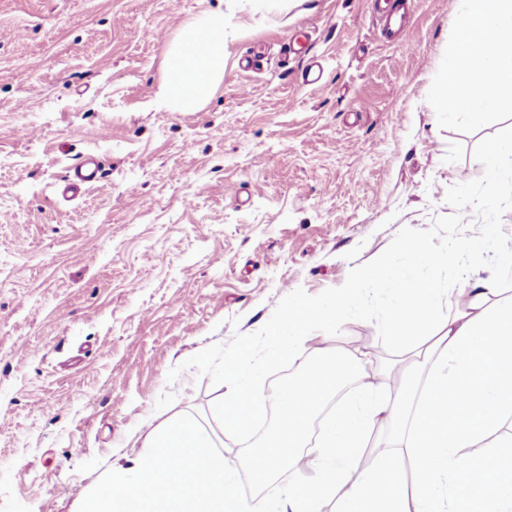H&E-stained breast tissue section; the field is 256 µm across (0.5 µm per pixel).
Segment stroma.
<instances>
[{
  "instance_id": "obj_1",
  "label": "stroma",
  "mask_w": 512,
  "mask_h": 512,
  "mask_svg": "<svg viewBox=\"0 0 512 512\" xmlns=\"http://www.w3.org/2000/svg\"><path fill=\"white\" fill-rule=\"evenodd\" d=\"M460 7L413 0L395 47L375 0H0V512H71L157 425L215 430L226 388L189 358L452 214L448 188L512 125L436 101ZM213 12L228 37L211 98L160 106L171 43ZM87 154L101 179L63 199ZM467 277L512 290L490 252L449 260L443 286ZM363 303L322 333L341 356L371 335V368L397 381L400 346L374 328L389 296Z\"/></svg>"
}]
</instances>
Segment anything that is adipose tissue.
I'll list each match as a JSON object with an SVG mask.
<instances>
[{"mask_svg":"<svg viewBox=\"0 0 512 512\" xmlns=\"http://www.w3.org/2000/svg\"><path fill=\"white\" fill-rule=\"evenodd\" d=\"M454 46L461 61L448 66L439 93L443 108L454 110L463 91L469 94L472 124L512 108V0H462ZM223 74L224 17L205 15L172 45L158 100L167 107H195ZM404 248L423 274L401 281L387 319L378 325L414 352L411 373L398 390L371 380L357 356L338 360L314 344L316 329L362 314L363 288L399 281L390 268L362 272L349 297L295 301L270 331L279 355L313 345L300 380L276 390L279 419L253 451V465L264 479L284 465L310 471L288 499L272 504L240 497L236 471L216 452L212 436L194 421L177 420L152 430L146 452L131 465L111 466L102 487L74 512H322L331 493L336 512H512V434L502 429L512 417V301L495 302L496 291L487 284H467L453 295L456 316L446 323L438 317L448 295L443 286L448 256L488 248L512 261V248L491 236L451 246L444 258L418 240ZM352 374L360 380L358 397L324 418L317 448L307 453L309 420ZM383 416L394 439L384 443L380 466L359 470L357 456ZM485 440L508 451L491 475L482 460L463 454ZM407 457L420 477L411 498L401 475Z\"/></svg>","mask_w":512,"mask_h":512,"instance_id":"adipose-tissue-1","label":"adipose tissue"}]
</instances>
